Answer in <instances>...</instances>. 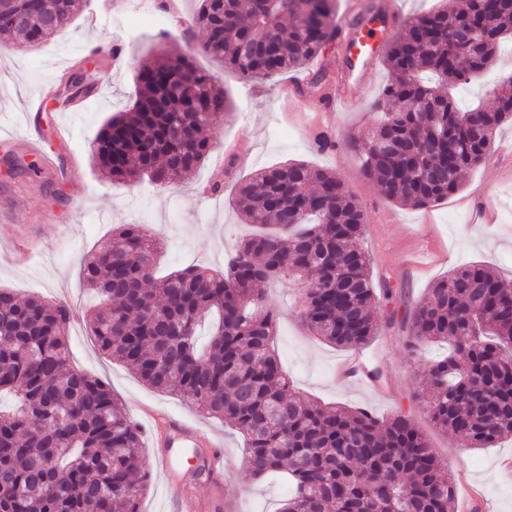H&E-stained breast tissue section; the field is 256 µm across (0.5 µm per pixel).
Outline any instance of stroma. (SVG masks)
I'll return each mask as SVG.
<instances>
[{
	"label": "stroma",
	"instance_id": "obj_1",
	"mask_svg": "<svg viewBox=\"0 0 512 512\" xmlns=\"http://www.w3.org/2000/svg\"><path fill=\"white\" fill-rule=\"evenodd\" d=\"M153 0H124L110 9L91 0L66 30L30 51L0 45V156L13 154L34 164L40 174L8 177L0 173V289L22 297L65 298L79 319L69 330L71 366L98 377L112 388L128 412L164 409L198 418L224 440V468L218 480L193 484L188 496L170 502L156 477H149L142 512H279L288 497L284 474L251 478L243 467L242 433L223 420L200 414L186 400L155 390L121 361L98 350L86 324L93 295L85 287L80 266L84 256L109 239L121 224H140L164 241L156 257L160 273L188 266L223 272L226 255L252 233L231 205L238 181L254 171L288 160H301L336 172L354 195L364 214L361 246L371 257L374 282L388 283L390 300L377 303L379 331L363 347L377 354L380 382L370 385L354 378L337 379L338 362L352 353L311 336L301 326L295 306L298 291L267 288V307L277 319L273 347L299 394L325 406L364 408L379 417L400 411L408 415L435 449L449 473L477 486L486 501L485 512H512V481L499 475L502 459L512 458V440L493 448H468L430 420L419 397L422 378L431 361L447 354L444 345L408 346V333L390 321L392 311H405L421 301L430 286L448 272L480 263L512 280V122L497 133L486 162L465 176L463 188L432 206L413 208L385 199L361 170L358 156L348 149V137L364 134L378 115L372 104L392 74L384 62L368 72L370 85L361 106L336 114L322 124L316 110L301 112L279 90L288 76L258 82L225 70L216 59L199 53L203 40L197 28L173 29L143 19ZM189 55L195 67L213 73L229 103L216 134L215 147L188 182L161 187L144 181L134 185L103 177L91 147L102 125L128 109L135 99L136 77L150 55ZM93 70L96 89L72 103L51 99L43 107L42 149L25 143L23 111L46 84H58L77 64ZM512 67V41H505L492 69L460 86L461 106L491 107L503 84L501 71ZM67 126L71 136L59 141L56 130ZM325 127L334 145H317V129ZM76 159L77 176L60 182L51 159ZM225 177L226 187L216 200L199 194L203 183ZM492 210L494 221H478L477 210ZM29 250L5 262L1 256L18 245Z\"/></svg>",
	"mask_w": 512,
	"mask_h": 512
}]
</instances>
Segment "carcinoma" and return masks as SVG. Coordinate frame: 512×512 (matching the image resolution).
<instances>
[{
  "label": "carcinoma",
  "instance_id": "1",
  "mask_svg": "<svg viewBox=\"0 0 512 512\" xmlns=\"http://www.w3.org/2000/svg\"><path fill=\"white\" fill-rule=\"evenodd\" d=\"M0 43L29 49L69 27L81 0H0ZM28 18L13 22L9 12ZM190 25L199 50L224 68L265 80L308 67L336 36V0H198ZM385 64L393 79L374 108L382 119L352 136L362 172L390 201L426 208L463 187L497 131L512 121V93L495 107L460 109L437 87L468 83L512 37V0H453L409 16ZM465 49L462 64L451 48ZM226 100L191 57L155 55L139 70L136 100L110 118L93 154L111 181L147 177L178 186L214 148L209 132ZM232 203L260 232L228 258L226 272L190 266L156 275L160 241L121 224L81 266L106 306L87 320L98 348L147 385L176 392L247 437L254 478L287 469L280 512H459L457 483L409 416L379 419L300 397L270 349L277 321L260 283L309 281L302 320L322 341L359 349L377 334L363 213L336 172L306 162L256 171ZM62 301L0 289V512H141L148 469L141 433L98 378L70 367ZM211 319L206 345L198 328ZM411 346L448 345L428 366L421 398L432 422L472 448L512 438V287L481 264L448 273L406 311Z\"/></svg>",
  "mask_w": 512,
  "mask_h": 512
}]
</instances>
